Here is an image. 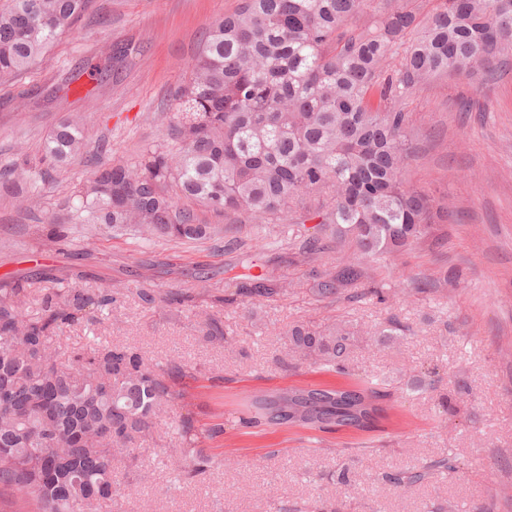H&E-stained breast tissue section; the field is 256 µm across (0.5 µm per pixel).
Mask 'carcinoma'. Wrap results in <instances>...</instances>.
I'll list each match as a JSON object with an SVG mask.
<instances>
[{
	"label": "carcinoma",
	"instance_id": "carcinoma-1",
	"mask_svg": "<svg viewBox=\"0 0 512 512\" xmlns=\"http://www.w3.org/2000/svg\"><path fill=\"white\" fill-rule=\"evenodd\" d=\"M91 2L8 0L0 8V81L31 69ZM437 2L422 20L416 0H380L371 14L368 0H239L212 24L176 91L179 147L146 151L138 171L96 167L76 195L77 216L151 237L202 240L219 225L199 223L171 189L260 223L296 209L300 223L316 221L299 246L305 263L323 260L326 236L352 249L338 270L315 275L312 291L331 302H385L367 261L429 239L438 216L429 192L405 178L416 154L405 98L436 77L490 78L512 65V0ZM82 144L78 123L58 125L44 141L39 175ZM29 296L22 284L0 282V488L38 512H97L135 490L134 480L114 478L113 463L135 460L137 442L183 398L170 375L184 366L149 367L122 343H96L63 361L57 342L66 328L97 322L114 291L48 288L37 317ZM406 331L395 316L372 331L345 319L298 321L284 332L286 356L291 368L345 375L363 337L383 351ZM389 398L380 381L288 387L252 398L240 421L372 431ZM172 423L181 435L167 453L174 469L190 476L212 466L198 445L224 424L200 433L187 415ZM427 475L424 467L385 480L408 489Z\"/></svg>",
	"mask_w": 512,
	"mask_h": 512
}]
</instances>
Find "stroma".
<instances>
[{
	"label": "stroma",
	"mask_w": 512,
	"mask_h": 512,
	"mask_svg": "<svg viewBox=\"0 0 512 512\" xmlns=\"http://www.w3.org/2000/svg\"><path fill=\"white\" fill-rule=\"evenodd\" d=\"M238 0H94L73 30L35 66L0 84V172L26 162L38 167L46 136L77 119L82 151L48 179L0 188V279L33 292L54 277L89 291L116 293L99 322L67 329L64 349L93 339L137 348L147 365L176 359L190 375L177 378L189 394L195 427L223 433L202 450L217 464L177 476L167 458L179 434L158 424L134 462L114 465V477L135 475L133 498L104 503L100 512H276L301 503L323 512H512V68L495 80L440 77L413 91L407 109L419 148L406 178L433 192L448 216L432 240L379 261L375 276L386 302L319 303L308 293L310 268L286 222L256 232L239 217V248L223 237L196 241L144 239L71 221L73 198L89 169L135 164L149 147L170 146L180 120L174 93L190 74L211 23ZM120 45L133 47L113 60ZM97 75H90V67ZM69 225V238L48 234L49 221ZM264 264L282 295L242 304H215L210 295L243 285L250 263ZM461 272L460 280L428 294L406 295L412 279ZM154 289L145 305L139 289ZM190 295L180 308L167 294ZM398 316L409 328L397 350L354 352L356 376L388 382L387 415L371 432L321 433L297 427L244 426V404L294 386L342 387L350 378L282 363L283 331L308 318H346L364 327ZM231 340H206L208 323ZM434 371L436 390L410 391L412 376ZM463 379L471 394H458ZM444 458L455 469L433 471L402 490L385 476ZM350 467L355 484L336 473Z\"/></svg>",
	"instance_id": "stroma-1"
}]
</instances>
